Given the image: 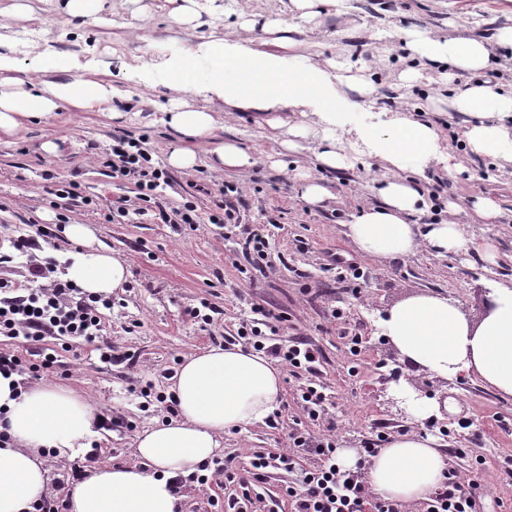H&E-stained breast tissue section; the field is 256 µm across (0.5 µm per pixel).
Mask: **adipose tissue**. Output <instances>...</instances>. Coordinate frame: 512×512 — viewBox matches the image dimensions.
<instances>
[{
  "mask_svg": "<svg viewBox=\"0 0 512 512\" xmlns=\"http://www.w3.org/2000/svg\"><path fill=\"white\" fill-rule=\"evenodd\" d=\"M341 0H288V19L278 14L241 15L224 38L191 44L178 55L152 67L129 66V81L120 84L106 72L79 64L72 56L54 54L20 74L16 57L0 52V137L15 135L33 120L64 109L101 112L125 119L122 102L132 101L137 86L152 84L163 74L171 91L158 105L160 122L179 140L168 156L170 166L195 165L194 145L210 144L213 168L244 169L254 163L246 147L248 132L214 141L221 122L210 103L267 114L270 128H286L274 166L286 156L313 150L321 169L339 170L349 149L384 162L374 181L377 204L352 214L343 233L363 254L378 259L402 257L419 245L436 255L469 249L460 224L448 220L418 226L412 221L425 203L419 182L428 167L443 166L459 174L436 127L391 112L378 125L358 126L349 120L377 86L371 77L333 59L297 62L279 53L252 48L258 28L279 32L280 45H292L302 23L313 22ZM405 37L414 67L404 70V87L418 82L424 68L477 73L489 68L494 47L512 48V26L499 28L494 40L476 35L442 38L415 27ZM203 106H196V99ZM448 106L470 115L462 142L474 154L512 164V88L494 77L453 88ZM292 122H282L281 111ZM63 233L83 246L68 266L67 278L83 292L107 297L129 274L126 261L98 244L90 225L69 223ZM380 327L410 368L441 378L461 374L481 380L512 398V287L490 289L478 322L469 321L447 298L413 294L390 307ZM17 374L0 375V430L10 445L0 447V512H33L49 491L48 456L71 457L89 447L101 432L103 414L95 402L67 387L35 385L17 390ZM176 419L141 431L134 443L135 462L90 467L72 485L68 512H180L182 495L174 481L210 459L225 431L264 420L282 391L279 370L269 360L241 347H213L185 358L171 388ZM448 457L430 437L409 433L378 449L367 480L379 496L406 504L425 500L446 479Z\"/></svg>",
  "mask_w": 512,
  "mask_h": 512,
  "instance_id": "1",
  "label": "adipose tissue"
}]
</instances>
